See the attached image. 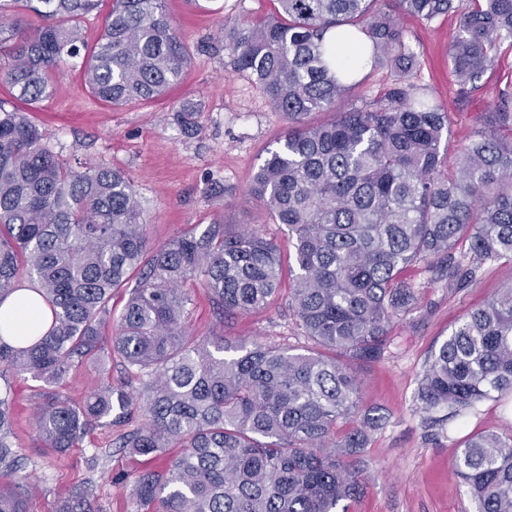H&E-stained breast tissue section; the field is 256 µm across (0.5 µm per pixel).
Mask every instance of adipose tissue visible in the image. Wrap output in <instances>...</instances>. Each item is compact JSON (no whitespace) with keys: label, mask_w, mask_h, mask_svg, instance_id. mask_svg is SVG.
Listing matches in <instances>:
<instances>
[{"label":"adipose tissue","mask_w":512,"mask_h":512,"mask_svg":"<svg viewBox=\"0 0 512 512\" xmlns=\"http://www.w3.org/2000/svg\"><path fill=\"white\" fill-rule=\"evenodd\" d=\"M51 322L50 308L31 288H20L0 301V331L10 343H28L32 328L44 332Z\"/></svg>","instance_id":"adipose-tissue-1"}]
</instances>
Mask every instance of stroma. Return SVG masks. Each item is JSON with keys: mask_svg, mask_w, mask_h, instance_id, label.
Segmentation results:
<instances>
[{"mask_svg": "<svg viewBox=\"0 0 512 512\" xmlns=\"http://www.w3.org/2000/svg\"><path fill=\"white\" fill-rule=\"evenodd\" d=\"M165 7L193 51L177 85L154 100L112 107L90 95L79 76L80 63L73 60L54 73L49 98L26 106L29 120L64 161L100 162L130 180L152 245H163L190 227L202 231L220 224L229 232L258 230L282 252L291 251L285 226L272 223L249 193L254 174L276 149L288 120L251 80L231 72L229 51L218 38L224 22L270 14V0H166ZM395 19L419 61L412 82L448 114V156L456 158L494 108L500 90L512 82V49L502 48L495 66L463 95L449 60L460 12L432 22L406 12L396 13ZM185 102L195 103V111H181ZM400 277L420 287L418 305L390 329L380 361L354 365L360 411L380 410L386 423L371 435L365 486L348 502V512H476L454 459L467 435L492 430L512 436V397L481 402L463 423L436 436L423 424L416 395L431 353L470 309L512 283V265L487 264L475 282L460 290L429 284L420 265L403 268ZM186 289L192 297L187 325L194 335L221 333L247 344L298 350L312 346L297 330L286 298L223 320L206 288L191 281ZM127 379L120 362H88L70 371L62 389L79 399ZM14 387L21 472L37 487L30 512H55L60 499L82 489L104 512H134L131 481L142 468L163 467V459L125 455L115 446L121 433L117 427L96 428L81 447L52 453L31 426L38 382L19 378Z\"/></svg>", "mask_w": 512, "mask_h": 512, "instance_id": "35a3bbf8", "label": "stroma"}]
</instances>
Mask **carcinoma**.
<instances>
[{
	"label": "carcinoma",
	"mask_w": 512,
	"mask_h": 512,
	"mask_svg": "<svg viewBox=\"0 0 512 512\" xmlns=\"http://www.w3.org/2000/svg\"><path fill=\"white\" fill-rule=\"evenodd\" d=\"M103 0H36L39 26L0 21V79L15 98L50 96L51 76L87 58L83 81L110 105L153 100L190 60L163 0H111L97 43L81 20ZM432 22L452 10L462 26L450 61L464 89L512 48V0H392ZM230 66L288 119L279 147L250 193L288 231L294 261L255 231L190 229L149 243L130 182L103 163L66 165L18 109L0 103V301L32 281L53 311L48 332L26 346L0 335V512H29L32 485L14 438L11 379L42 382L35 427L64 453L95 427L144 422L121 435L131 457L168 456L131 483L135 512H337L363 489L360 459L376 412L336 435L358 410L349 361L382 356L392 323L421 289L399 278L421 264L430 281L465 288L483 265L512 264V88L447 171L448 113L401 82L347 110L362 83L350 64L388 63L405 77L418 65L393 16L377 0H277L252 24H224ZM313 112L334 118L313 125ZM291 277L288 307L315 349L307 353L186 326L199 280L228 318L266 308ZM128 289L117 327L112 292ZM118 355L140 387H102L76 401L58 385L76 363ZM512 393V287L470 313L424 366L417 390L425 420L440 429L487 399ZM477 512H512V439L468 436L454 461ZM57 512H103L86 490Z\"/></svg>",
	"instance_id": "cac0c4a2"
}]
</instances>
